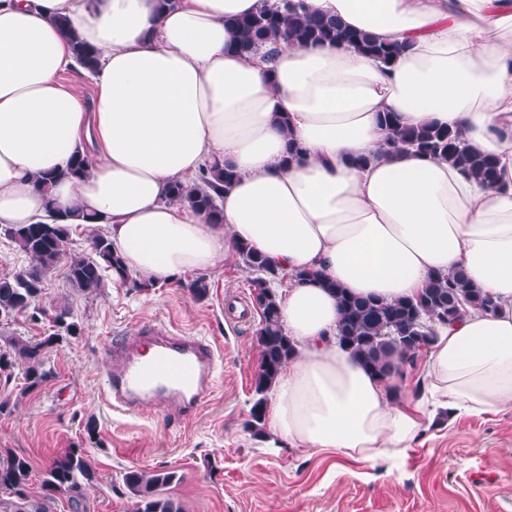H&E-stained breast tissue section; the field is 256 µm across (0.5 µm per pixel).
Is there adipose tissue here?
<instances>
[{"label":"adipose tissue","instance_id":"adipose-tissue-1","mask_svg":"<svg viewBox=\"0 0 512 512\" xmlns=\"http://www.w3.org/2000/svg\"><path fill=\"white\" fill-rule=\"evenodd\" d=\"M274 0H0V224L45 200L106 226L129 274L211 272L245 244L288 274L278 299L298 353L278 376L274 441L375 463L404 459L438 413L512 411V0H307L351 29L406 44L392 67L344 47L236 49L233 18ZM69 19L99 53L84 103L60 80ZM460 131L499 162L490 188L443 159L389 152L381 113ZM299 157L289 158V145ZM89 161L42 193L36 178ZM368 156L356 166L354 158ZM212 161L237 178L222 223L168 202ZM394 301L460 270L498 303L441 326L416 392L371 375L336 341L334 294Z\"/></svg>","mask_w":512,"mask_h":512}]
</instances>
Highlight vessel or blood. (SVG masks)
Masks as SVG:
<instances>
[{"instance_id": "1", "label": "vessel or blood", "mask_w": 512, "mask_h": 512, "mask_svg": "<svg viewBox=\"0 0 512 512\" xmlns=\"http://www.w3.org/2000/svg\"><path fill=\"white\" fill-rule=\"evenodd\" d=\"M155 357L141 358L144 346ZM112 359L101 383V395L115 412L128 414L143 405L178 399L185 416H193L211 394L222 360L210 341L149 325L136 339L112 343Z\"/></svg>"}]
</instances>
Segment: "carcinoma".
I'll return each instance as SVG.
<instances>
[{
  "label": "carcinoma",
  "mask_w": 512,
  "mask_h": 512,
  "mask_svg": "<svg viewBox=\"0 0 512 512\" xmlns=\"http://www.w3.org/2000/svg\"><path fill=\"white\" fill-rule=\"evenodd\" d=\"M56 24L69 38L78 68L94 72L99 64L98 50L82 40L66 18H57ZM231 25L237 34L236 47L243 55L255 54L286 40L299 48L345 45L388 67L404 51L402 45L381 42L366 31L345 27L336 17L311 10L306 0H280L262 11L233 19ZM380 123L390 150L411 148L430 158L447 160L491 187L500 180L496 158L470 148L452 129L433 123L410 126L393 112L380 116ZM235 178L232 168L213 163L202 169L194 183L172 184L167 200L190 207L211 224H221L222 192ZM71 233L72 225L62 223L58 214L47 224L5 228V235L25 254L29 264L0 276L1 317L27 311L42 293L47 275L64 258L69 283L85 295L99 294L108 275L124 272L121 257L113 250L107 234H96L91 241V252L83 255L72 252ZM239 258L245 269L255 274L253 301L260 312L257 335L261 363L253 383L246 429L252 437L264 439L268 394L282 368L294 357L295 347L285 332L278 296L270 288L276 278L275 271L263 256L247 247L240 248ZM304 277L336 294L340 309L336 336L340 344L380 378L404 374V365L435 341L434 327L456 320L462 307L469 306L482 313L496 309L493 298L473 287L461 271L436 275L418 296L394 302L354 296L336 283L322 280L316 273H306ZM66 315L67 311L63 310L56 316L63 323L64 333H53L39 342L19 336H0V377L9 379L20 368L27 388L44 383L50 375L45 368V350L58 344L64 336L81 332L78 323L65 322ZM30 474L31 465L25 456L0 448V512H50L59 496L77 497L80 481L94 478L87 459L73 449L52 459L36 498L27 493ZM179 480L176 472L166 469L127 470L123 483L132 501V512H182L180 503L166 495L167 487Z\"/></svg>",
  "instance_id": "carcinoma-1"
}]
</instances>
